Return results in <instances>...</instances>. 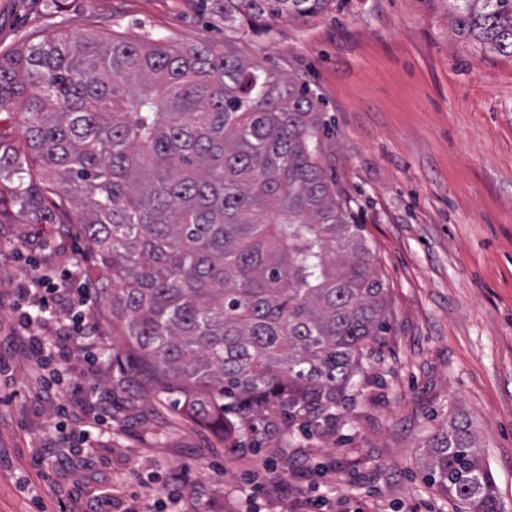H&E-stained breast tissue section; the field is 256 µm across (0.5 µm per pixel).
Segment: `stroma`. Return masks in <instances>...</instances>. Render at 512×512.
I'll return each mask as SVG.
<instances>
[{"label":"stroma","instance_id":"obj_1","mask_svg":"<svg viewBox=\"0 0 512 512\" xmlns=\"http://www.w3.org/2000/svg\"><path fill=\"white\" fill-rule=\"evenodd\" d=\"M140 30L224 41L223 20L186 0H0L2 53L35 34ZM237 49L301 75L322 99L321 162L364 226L389 291L388 333L350 405L309 440L279 420L224 432L158 401L98 296L102 362L70 360L58 393L30 395L25 354L8 339L28 259L101 269L80 225L49 234L0 224V512H62L89 495L92 473L125 512H145L133 497L141 483L227 512L230 493L270 464L328 512H458L417 462L458 408L474 423L501 512H512V57L457 35L451 0H333ZM107 401L112 416L84 450L79 432Z\"/></svg>","mask_w":512,"mask_h":512}]
</instances>
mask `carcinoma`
I'll return each instance as SVG.
<instances>
[{
  "instance_id": "carcinoma-1",
  "label": "carcinoma",
  "mask_w": 512,
  "mask_h": 512,
  "mask_svg": "<svg viewBox=\"0 0 512 512\" xmlns=\"http://www.w3.org/2000/svg\"><path fill=\"white\" fill-rule=\"evenodd\" d=\"M333 0H212L236 33ZM457 34L512 57V0H454ZM0 224L72 209L112 330L161 394L225 427L281 414L321 434L391 321L351 199L320 162L322 103L233 42L56 33L0 54ZM461 512H501L468 415L419 454Z\"/></svg>"
}]
</instances>
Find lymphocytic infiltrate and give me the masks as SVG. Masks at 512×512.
I'll list each match as a JSON object with an SVG mask.
<instances>
[{"instance_id":"f902f5d3","label":"lymphocytic infiltrate","mask_w":512,"mask_h":512,"mask_svg":"<svg viewBox=\"0 0 512 512\" xmlns=\"http://www.w3.org/2000/svg\"><path fill=\"white\" fill-rule=\"evenodd\" d=\"M95 285V279L78 263L60 275L49 267L35 268L20 290L22 303L15 335L23 339L37 358L54 353L66 362L77 355L89 365L98 364L103 351L92 341L97 326L82 312L91 300ZM61 306L78 310V317L68 324L57 321L55 311ZM261 495L287 499L289 512H312L311 501L290 495L283 481L275 476L253 482L249 493L234 496L229 512H243L244 503L253 502Z\"/></svg>"}]
</instances>
